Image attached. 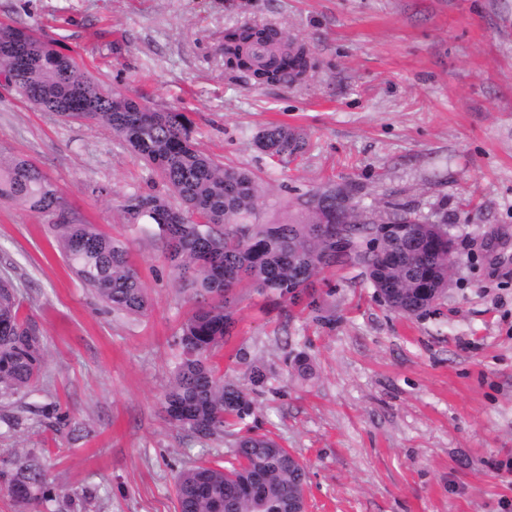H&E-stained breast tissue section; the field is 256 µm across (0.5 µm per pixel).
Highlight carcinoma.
<instances>
[{
    "label": "carcinoma",
    "mask_w": 512,
    "mask_h": 512,
    "mask_svg": "<svg viewBox=\"0 0 512 512\" xmlns=\"http://www.w3.org/2000/svg\"><path fill=\"white\" fill-rule=\"evenodd\" d=\"M312 53L288 34L268 25L248 24L224 34V67L257 85L293 84L315 68ZM18 89L36 110L103 126L166 183L178 204L156 195L129 196L127 222L155 226L178 289L195 303L181 323L176 343L181 359L164 395L169 419L203 442L224 428L248 425L253 404L237 385L224 381L212 363L234 324L238 288L246 283L277 301L296 304L322 318L324 304L313 289L318 274L337 266L363 269L372 288L403 314L426 310L432 292L448 274V239L424 227L415 241L373 232L362 222L358 204L344 224L353 246L340 256L323 225L320 207L327 184L297 199L301 219L283 224L257 221L263 193L250 171L220 163L200 151L184 112H158L92 76L76 57L56 50L36 32L0 24V77ZM254 144L262 153L288 159L304 151L302 131L283 124L259 130ZM0 199L56 217L53 229L61 254L82 282L112 312L130 318L149 310L147 291L130 264L123 241L93 224L65 215L54 185L29 161L0 156ZM379 220L423 224L425 220L395 200ZM44 363L42 334L21 312L17 289L0 278V399L35 385ZM238 465H197L176 477L178 512H288L304 496L305 465L266 434L241 436L234 450ZM0 488L26 512H41L55 487L32 453L0 466Z\"/></svg>",
    "instance_id": "obj_1"
}]
</instances>
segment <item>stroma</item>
<instances>
[{"mask_svg":"<svg viewBox=\"0 0 512 512\" xmlns=\"http://www.w3.org/2000/svg\"><path fill=\"white\" fill-rule=\"evenodd\" d=\"M35 29L99 80L156 109L186 112L198 147L255 172L263 224L298 196L355 182L367 211L388 197L447 222L457 242L439 311L403 315L360 270L316 281L330 321L238 291L236 325L214 362L250 391L254 432L308 470V512H512V0H0V22ZM246 23L306 42L317 71L296 88H251L224 70L225 30ZM306 137L282 163L255 134ZM0 153L26 159L65 211L125 242L150 308L104 309L71 272L52 217L0 200V276L44 336L35 387L0 401V461L28 450L57 484L55 512H177L175 476L232 460L237 428L199 443L173 425L164 393L193 307L153 226L128 224L132 194L162 179L100 126L33 109L0 82ZM305 354L313 376L292 375ZM69 417L68 424L56 421Z\"/></svg>","mask_w":512,"mask_h":512,"instance_id":"obj_1","label":"stroma"}]
</instances>
